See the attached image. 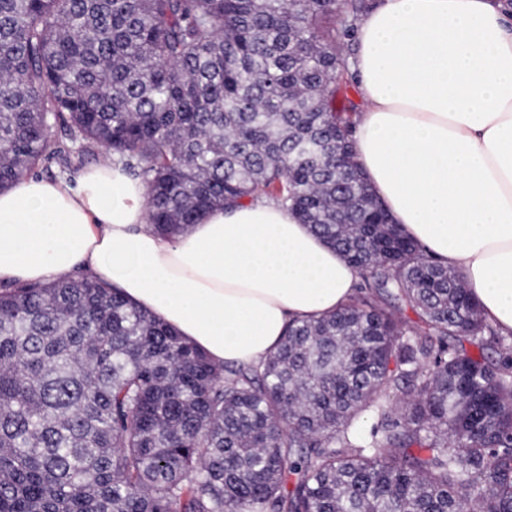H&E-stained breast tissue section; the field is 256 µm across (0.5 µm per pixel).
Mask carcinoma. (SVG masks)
<instances>
[{"label": "carcinoma", "instance_id": "cac0c4a2", "mask_svg": "<svg viewBox=\"0 0 512 512\" xmlns=\"http://www.w3.org/2000/svg\"><path fill=\"white\" fill-rule=\"evenodd\" d=\"M370 9L0 0L1 191L58 125L146 183L159 234L272 200L367 289L223 366L110 285L0 289V512H512V343L353 160L337 47Z\"/></svg>", "mask_w": 512, "mask_h": 512}]
</instances>
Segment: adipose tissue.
I'll return each mask as SVG.
<instances>
[{
	"instance_id": "adipose-tissue-1",
	"label": "adipose tissue",
	"mask_w": 512,
	"mask_h": 512,
	"mask_svg": "<svg viewBox=\"0 0 512 512\" xmlns=\"http://www.w3.org/2000/svg\"><path fill=\"white\" fill-rule=\"evenodd\" d=\"M353 40L357 164L393 223L512 334V0H376ZM147 196L112 163L73 186L22 178L0 192V283L83 270L236 365L356 291L358 271L281 204L213 209L167 239Z\"/></svg>"
}]
</instances>
